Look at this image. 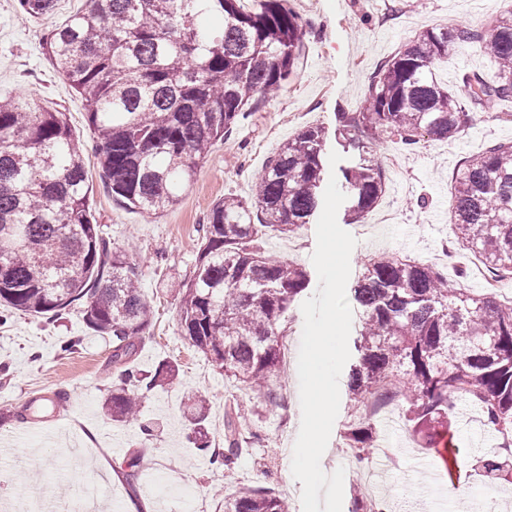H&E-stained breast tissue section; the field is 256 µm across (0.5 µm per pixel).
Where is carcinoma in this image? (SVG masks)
Listing matches in <instances>:
<instances>
[{"instance_id":"carcinoma-1","label":"carcinoma","mask_w":512,"mask_h":512,"mask_svg":"<svg viewBox=\"0 0 512 512\" xmlns=\"http://www.w3.org/2000/svg\"><path fill=\"white\" fill-rule=\"evenodd\" d=\"M58 0H18L29 16L54 12ZM86 0L87 8L45 42L48 61L86 105L101 178L131 209L155 213L175 205L208 148L252 105L281 90L296 71L309 32L288 0ZM222 18V26L209 25ZM457 43L485 45L496 80L465 75L448 89L434 74ZM512 99V15L481 29L431 28L379 65L358 112L338 114V137L359 162L342 170L349 217L361 222L385 193L382 169L365 148L396 139L413 148L423 136L448 141L463 130L472 105ZM325 131L308 126L282 143L258 176L250 200L229 195L209 211L193 275L176 293L189 344L224 376L277 404L282 339L307 288L302 268L261 250L269 232L293 234L319 205ZM451 202L455 241L490 271L512 276V144H492L458 170ZM89 184L66 114L23 98L0 100V305L4 311L57 315L84 306L86 325L112 338L121 365L106 408L132 420L142 395L174 377L168 363L150 374L131 366L151 325L137 287L140 271L99 234L87 206ZM359 326L348 401L361 407L391 375L399 377L409 418L433 448L456 461L448 400L466 388L487 425L512 430V300L475 295L436 268L378 255L354 288ZM206 407L191 414L190 439L211 451ZM242 404L224 406V448L213 459L231 469L245 442ZM374 422L361 415L346 441L357 463L374 447ZM476 470L512 476L506 457L472 456ZM141 461L126 459L136 488ZM224 512H290L271 488L243 486Z\"/></svg>"}]
</instances>
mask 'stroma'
<instances>
[{"mask_svg": "<svg viewBox=\"0 0 512 512\" xmlns=\"http://www.w3.org/2000/svg\"><path fill=\"white\" fill-rule=\"evenodd\" d=\"M306 22L309 42L295 74L273 98L259 101L223 140L215 142L198 165L178 203L158 215L127 207L103 185L92 152L93 139L85 103L46 59L42 42L85 0H58L52 14L29 18L18 0H0V98L20 96L34 106L65 113L72 137L85 154L88 206L104 236L122 250L141 273V288L151 301L153 318L133 358L135 368L151 371L158 364L175 365L168 384L149 392L138 419L112 420L103 409L116 382L112 339L90 330L82 306L61 317L18 311L0 324V496L32 494L43 500L69 498L71 487L94 481L98 460L117 471L102 481V500L134 498L151 512H224V498L243 485L265 486L300 506L302 484L291 472L293 445L301 423L298 354L303 315L286 326L288 343L278 382V407L252 417L246 426L253 438L225 473L189 440L188 395L205 400L209 441L224 437V404L232 398L249 401L244 388L225 377L202 352L193 348L177 325L179 301L172 282L190 277L196 266V243L214 202L224 195L250 198L254 182L274 151L308 126L324 128L325 152L342 155L341 167L357 163L356 149L341 148L335 137L337 115L358 111L375 69L402 45L433 27L461 25L481 28L512 11V0H294ZM466 72L493 75L490 54L477 44L455 46L440 77L456 88ZM512 142V102L470 108L468 122L449 141H421L405 168L389 159L400 149L387 141L373 144L370 156L384 170L385 193L370 212L369 224L347 225L357 245L351 255L349 285H356L367 259L374 255L408 256L459 280L474 294L484 292L482 264L465 255L451 265L440 244L452 234L449 197L452 176L464 159L493 143ZM316 226L309 223L292 236L264 237L269 253L297 264L309 275L306 295L318 288L311 255ZM75 339L74 352H63ZM341 406L321 468H345L343 493L351 495L361 482L358 465L344 433L351 421ZM448 421L459 446L493 452L492 431L480 407L453 401ZM377 438L391 450L389 477L374 496L395 512L405 499L427 496L432 487L466 483L473 496L491 489L512 493V483L493 479L463 465L453 469L435 462L408 476L414 456L433 457L423 435L413 432L408 404L397 399L375 421ZM139 453L144 472L129 488L118 468L130 453Z\"/></svg>", "mask_w": 512, "mask_h": 512, "instance_id": "obj_1", "label": "stroma"}]
</instances>
